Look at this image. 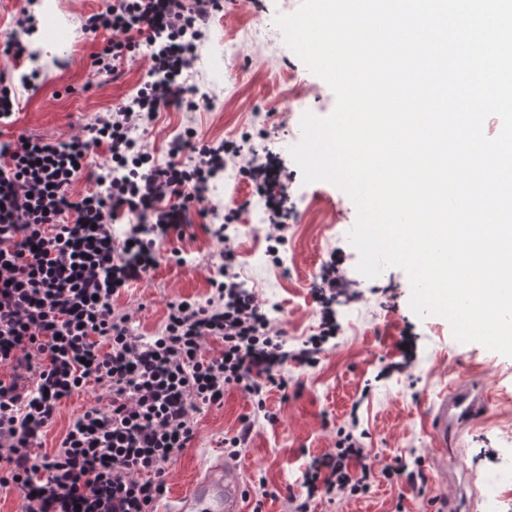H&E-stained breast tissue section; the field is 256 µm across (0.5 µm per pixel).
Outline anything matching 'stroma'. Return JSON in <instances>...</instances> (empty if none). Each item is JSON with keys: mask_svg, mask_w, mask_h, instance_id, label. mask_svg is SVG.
Returning a JSON list of instances; mask_svg holds the SVG:
<instances>
[{"mask_svg": "<svg viewBox=\"0 0 512 512\" xmlns=\"http://www.w3.org/2000/svg\"><path fill=\"white\" fill-rule=\"evenodd\" d=\"M301 0H226L198 44V57L187 71L188 85L199 91L193 111L170 108L160 112L145 130H136L158 162H166L169 141L192 127L207 139L231 140L244 149L273 153L288 169V230L272 246L268 211L254 186L228 166L213 184L210 198L223 208L238 209L229 224L228 243L210 232L206 221L195 220L182 238L171 239L183 264L161 260L143 281L115 298L117 308L133 313L138 332H158L168 302L206 299L210 270L224 246H231L241 281L266 303L274 328L283 330L288 350L320 330V305L313 287L323 266L336 261L353 281V298L337 301V336L320 354L316 366L289 363L286 389L271 390L265 411H257L238 389L224 403L196 415L197 438L192 448L166 469V494L157 512H174L176 498L196 476L224 461V437L234 435L243 420L253 430L237 462L250 497L267 488L263 512H293L301 496L303 475L314 458L332 452L336 432L356 424L377 465L397 456L423 461L417 483L390 484L377 479L366 494L343 499L317 495L309 512H435L439 502L454 496V484L468 489L470 512H486L473 495L475 479L512 466V357L476 342L454 339L443 317H418L410 307L411 287L406 272L388 266L372 279L356 270L358 251L348 233L357 219L354 202L334 185L304 183L289 149L300 138L304 113L329 116L336 98L325 81L311 73L287 46L283 36L274 42L251 37L254 29H274L276 14L296 11ZM107 0H50V12L64 39L47 40L11 72L9 81L19 99L13 124L0 128L7 140L19 134L66 139L94 121L98 113L136 95L147 79L148 54L121 67L113 80L95 74L92 53L106 34L82 31L84 18L104 9ZM413 341L403 351V338ZM469 383L485 389L490 400L469 425L448 438L447 466L455 481L436 479L435 444L430 413L448 389ZM95 388L64 400L53 425L42 439L52 451L69 424L94 402ZM275 421H267L266 413Z\"/></svg>", "mask_w": 512, "mask_h": 512, "instance_id": "1", "label": "stroma"}]
</instances>
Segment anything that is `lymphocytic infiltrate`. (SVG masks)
<instances>
[{
	"mask_svg": "<svg viewBox=\"0 0 512 512\" xmlns=\"http://www.w3.org/2000/svg\"><path fill=\"white\" fill-rule=\"evenodd\" d=\"M222 9V0H112L82 25L109 35L92 66L117 75L148 45L145 86L82 134L0 142V366L10 371L0 378V488L19 493L22 512H150L166 491V465L196 437L197 413L223 404L232 387L265 410L267 393L287 386L282 367L316 365L336 335L332 304L350 287L335 264L322 268L317 284L321 331L291 352L240 281L229 249L209 279L211 297L169 302L156 335L136 332L132 314L113 305L193 216L217 214L211 183L228 164L265 197L275 239H284L288 174L272 155L246 157L234 142L203 141L190 128L170 142L161 164L132 136L162 110L195 108L180 77L196 60L209 15ZM93 148L107 161L92 171ZM88 170L96 190L73 198V183ZM210 340L221 348L207 355ZM91 384L98 400L57 448L42 451L62 400ZM415 475L400 458L375 468L360 437L342 429L335 452L313 462L304 485L307 497L333 498L368 492L379 477L399 484Z\"/></svg>",
	"mask_w": 512,
	"mask_h": 512,
	"instance_id": "1",
	"label": "lymphocytic infiltrate"
}]
</instances>
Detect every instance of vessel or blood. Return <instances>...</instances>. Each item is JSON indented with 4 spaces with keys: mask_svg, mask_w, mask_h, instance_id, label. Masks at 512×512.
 I'll use <instances>...</instances> for the list:
<instances>
[{
    "mask_svg": "<svg viewBox=\"0 0 512 512\" xmlns=\"http://www.w3.org/2000/svg\"><path fill=\"white\" fill-rule=\"evenodd\" d=\"M485 403V394L474 387L450 390L430 418L436 441L447 443L449 433L468 425ZM246 492L242 473L228 460L192 484L181 497L177 512H243Z\"/></svg>",
    "mask_w": 512,
    "mask_h": 512,
    "instance_id": "obj_1",
    "label": "vessel or blood"
}]
</instances>
